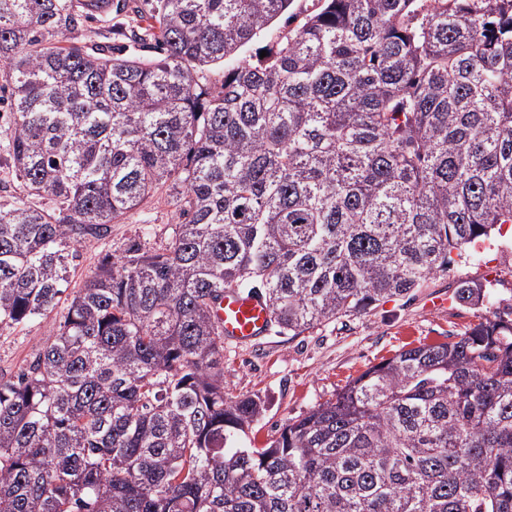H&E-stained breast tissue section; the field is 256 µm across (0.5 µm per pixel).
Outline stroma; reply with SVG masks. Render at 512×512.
Here are the masks:
<instances>
[{
  "mask_svg": "<svg viewBox=\"0 0 512 512\" xmlns=\"http://www.w3.org/2000/svg\"><path fill=\"white\" fill-rule=\"evenodd\" d=\"M139 12H113L110 21L85 22L80 43L104 51L120 45L122 32L140 25L141 15L156 12L158 0H137ZM175 208L166 192H159L141 208L111 225L105 240L83 247L78 265L64 292L72 298L99 262L123 253L131 245L155 249L165 243ZM489 280L495 297L512 299V242L497 249L482 246L474 255L455 258L448 271L433 277L426 288L382 303L360 315L318 326L299 336L272 333L254 346L224 349V379L232 395L259 397L263 413L248 436L265 446L288 419L306 414L319 403L335 398L352 379L395 352L447 341L477 323L475 311L451 298L456 281ZM65 313L57 306L46 318L0 329V375L12 377L44 347Z\"/></svg>",
  "mask_w": 512,
  "mask_h": 512,
  "instance_id": "stroma-1",
  "label": "stroma"
}]
</instances>
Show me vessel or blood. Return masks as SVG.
<instances>
[{"mask_svg": "<svg viewBox=\"0 0 512 512\" xmlns=\"http://www.w3.org/2000/svg\"><path fill=\"white\" fill-rule=\"evenodd\" d=\"M214 314L225 343L245 346L268 335L272 315L260 293L225 290L214 306Z\"/></svg>", "mask_w": 512, "mask_h": 512, "instance_id": "obj_1", "label": "vessel or blood"}]
</instances>
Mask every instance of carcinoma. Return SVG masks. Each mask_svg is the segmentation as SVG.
Returning <instances> with one entry per match:
<instances>
[{"label":"carcinoma","mask_w":512,"mask_h":512,"mask_svg":"<svg viewBox=\"0 0 512 512\" xmlns=\"http://www.w3.org/2000/svg\"><path fill=\"white\" fill-rule=\"evenodd\" d=\"M159 0L107 56L70 0H0L6 151L35 209L0 200V328L52 312L87 240L155 195L156 250L101 263L28 367L0 376V512H512V318L404 349L244 440L212 313L264 292L280 332L423 287L512 224V0ZM223 65L214 87L199 72ZM316 1L293 0L288 10L271 24L272 32L282 37L288 36V32L296 29L305 14L315 8Z\"/></svg>","instance_id":"cac0c4a2"}]
</instances>
